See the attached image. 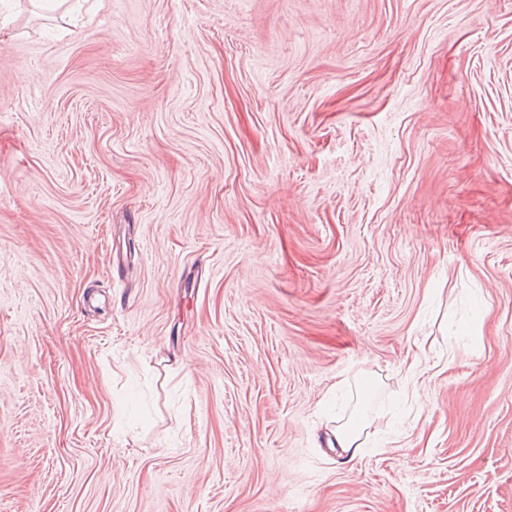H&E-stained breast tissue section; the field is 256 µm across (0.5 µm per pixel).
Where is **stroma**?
<instances>
[{
	"instance_id": "1",
	"label": "stroma",
	"mask_w": 512,
	"mask_h": 512,
	"mask_svg": "<svg viewBox=\"0 0 512 512\" xmlns=\"http://www.w3.org/2000/svg\"><path fill=\"white\" fill-rule=\"evenodd\" d=\"M0 512H512V0H0ZM359 427L360 422H350L346 426L337 428L334 432L335 447L338 449V454L347 457V462H353L362 453Z\"/></svg>"
}]
</instances>
